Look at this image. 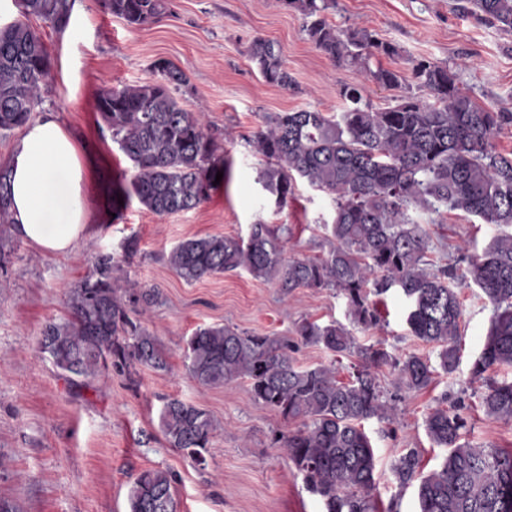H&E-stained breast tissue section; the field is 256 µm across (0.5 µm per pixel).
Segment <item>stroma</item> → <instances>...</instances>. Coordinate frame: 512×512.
<instances>
[{
  "label": "stroma",
  "instance_id": "stroma-1",
  "mask_svg": "<svg viewBox=\"0 0 512 512\" xmlns=\"http://www.w3.org/2000/svg\"><path fill=\"white\" fill-rule=\"evenodd\" d=\"M454 0H336L328 17L337 29L367 28L395 44L397 56L383 67L406 74L408 61L426 58L448 66L476 103L512 112V31L461 17ZM171 15L137 28L106 11L100 0H75L72 21L57 32L29 18L48 51L51 72L40 87L37 115L54 114L99 163L87 186L88 233L66 255H49L0 225V499L21 512H129V490L142 471L160 469L174 478L179 512H324L301 474L274 442L294 423L252 401L244 382L217 388L198 384L186 369L183 346L201 326L295 338V324L309 319L348 326L357 345H375L393 355L436 357L434 346L411 335L407 302L396 291L381 296L380 326L352 325L346 299L329 289L299 288L282 294L276 283L246 271L216 274L195 282L180 278L167 256L181 240L207 235L247 236L262 223L291 228L289 257H317L330 248L332 195L297 179L285 207L267 191L260 174L264 158L250 140L264 114L316 109L342 111L344 85L361 81L351 67L334 64L310 41L305 19L284 0H171ZM262 37L277 42L294 87L265 82L246 50ZM165 60L189 80L178 94L186 109L202 114L218 146L226 174L199 207L169 216L142 208L137 200L113 202L116 186L130 179L131 164L114 143L96 109L101 88L151 79ZM373 107L403 96L424 97L413 79L389 89L364 83ZM412 218L428 232V258L454 264L465 275L468 258L481 255L501 229L458 211ZM133 252H126L127 244ZM112 254L119 275L133 288H156L158 304L141 314L167 360L163 371L138 369L134 377L110 374L78 387L60 376L38 350L45 325L68 315L69 290L91 271L95 258ZM462 351L457 368L438 372L421 391L400 388L390 367L377 374L394 421H366L377 456V512H417L415 486L400 487L392 466L414 449L424 471L439 468L447 454L429 439L425 419L433 409L464 403L465 439L482 448L512 450V421L486 416L485 382L471 369L488 332L493 307L474 284L462 285ZM206 409L217 429L205 466L170 447L159 424L166 399Z\"/></svg>",
  "mask_w": 512,
  "mask_h": 512
}]
</instances>
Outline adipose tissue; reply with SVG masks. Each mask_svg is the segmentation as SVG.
<instances>
[{"label": "adipose tissue", "mask_w": 512, "mask_h": 512, "mask_svg": "<svg viewBox=\"0 0 512 512\" xmlns=\"http://www.w3.org/2000/svg\"><path fill=\"white\" fill-rule=\"evenodd\" d=\"M90 164L54 115L27 124L9 163L11 218L17 233L46 253L64 255L89 217Z\"/></svg>", "instance_id": "1"}]
</instances>
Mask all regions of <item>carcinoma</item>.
I'll return each instance as SVG.
<instances>
[{
	"mask_svg": "<svg viewBox=\"0 0 512 512\" xmlns=\"http://www.w3.org/2000/svg\"><path fill=\"white\" fill-rule=\"evenodd\" d=\"M75 0H20L22 15L58 32L71 22ZM307 19L306 32L331 60L355 68L367 81L401 86L400 72L372 60L399 54L393 43L367 28L340 31L327 18L333 0H285ZM106 9L131 27L159 21L170 0H104ZM454 11L479 22L512 29V0H457ZM248 56L264 80L283 88L295 80L282 48L256 38ZM411 75L427 97L403 96L383 109L364 101L362 85H345L344 109L336 114L302 109L263 116L254 143L265 158L261 179L279 205L288 201L294 176L333 196L336 214L331 247L321 258L283 256V237L268 224H253L246 237L209 235L179 242L169 263L187 282L244 269L277 281L288 294L296 288H329L347 300L354 323L374 328L378 311L370 295L396 290L408 301L406 323L417 339L438 348V365L415 354L398 358L386 349L356 345L343 325L304 319L299 341L239 332L224 325L197 328L186 341L185 360L199 384L219 387L243 381L250 398L283 420L298 421L275 443L302 475L325 512H371L375 453L363 422L390 420L395 408L383 400L375 369L389 366L398 384L411 391L431 385L437 370L451 373L460 360L461 306L455 266L434 269L427 260L429 238L409 210L462 211L485 224L512 226V155L496 150L495 139L512 125V112L480 106L462 91L456 74L426 58L411 61ZM155 78L122 88L105 87L97 109L135 171L121 187L146 210L168 216L196 208L215 189L224 170L202 116L173 95L187 85L172 63L154 64ZM50 61L41 36L17 20L0 27V133L25 126L39 106ZM110 254L96 258L90 274L70 291V316L45 325L38 350L71 383L89 384L115 370L166 368L158 340L130 314L158 303L156 288L139 292L116 276ZM470 275L494 314L475 379L512 368V234L493 238L472 262ZM320 346L337 357L355 353L360 363L349 379L334 366L302 368L292 353L298 344ZM487 416L512 420V381L487 382L482 396ZM437 408L426 432L448 449L439 468L425 474L411 449L394 465L401 487L417 484L418 512H512V451L480 448L462 440L467 420L460 410ZM163 436L198 465L206 462L215 425L203 408L178 398L160 413ZM173 476L145 470L130 488L131 512H177Z\"/></svg>",
	"mask_w": 512,
	"mask_h": 512,
	"instance_id": "cac0c4a2",
	"label": "carcinoma"
}]
</instances>
